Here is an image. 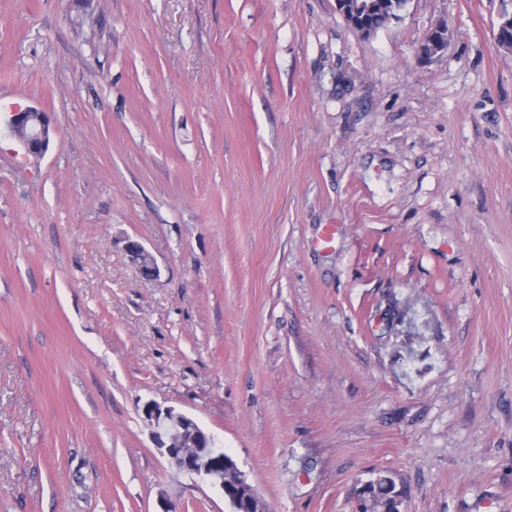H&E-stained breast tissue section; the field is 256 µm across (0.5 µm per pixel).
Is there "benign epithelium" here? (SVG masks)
Segmentation results:
<instances>
[{
	"label": "benign epithelium",
	"mask_w": 512,
	"mask_h": 512,
	"mask_svg": "<svg viewBox=\"0 0 512 512\" xmlns=\"http://www.w3.org/2000/svg\"><path fill=\"white\" fill-rule=\"evenodd\" d=\"M336 10L346 24L363 36H374L377 27L367 20L371 6L359 3L358 12L349 13L345 0H336ZM448 46V35L438 40L427 38L420 47L423 58L440 53ZM9 128L23 145L27 154L40 158L49 149L53 127L49 116L35 108H26L12 113ZM131 258L139 266L142 276L153 278L159 269L144 247L130 241L126 245ZM152 426L155 447L177 471L194 475L211 486L224 490V462L229 455L216 447L215 438L205 431L191 416L172 407L148 404L144 408Z\"/></svg>",
	"instance_id": "1"
}]
</instances>
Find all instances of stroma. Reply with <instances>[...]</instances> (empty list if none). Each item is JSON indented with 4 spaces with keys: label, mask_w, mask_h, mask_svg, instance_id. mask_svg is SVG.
<instances>
[{
    "label": "stroma",
    "mask_w": 512,
    "mask_h": 512,
    "mask_svg": "<svg viewBox=\"0 0 512 512\" xmlns=\"http://www.w3.org/2000/svg\"><path fill=\"white\" fill-rule=\"evenodd\" d=\"M503 7L364 38L336 0H0V512H229L152 402L269 512H357L379 472L404 512H512ZM9 128L28 155L40 158L48 151L53 127L46 112L35 108L12 112ZM126 248L133 261L139 266L142 276L145 278H153L158 275L159 269L155 265L154 260L139 242L128 241ZM144 259L147 261L146 265L143 264ZM144 413L153 427L155 447L171 466L218 488L224 496V462L227 463L231 457L223 450L214 448V436L194 418L172 407L152 403L145 406ZM189 431L192 434L187 439Z\"/></svg>",
    "instance_id": "35a3bbf8"
}]
</instances>
